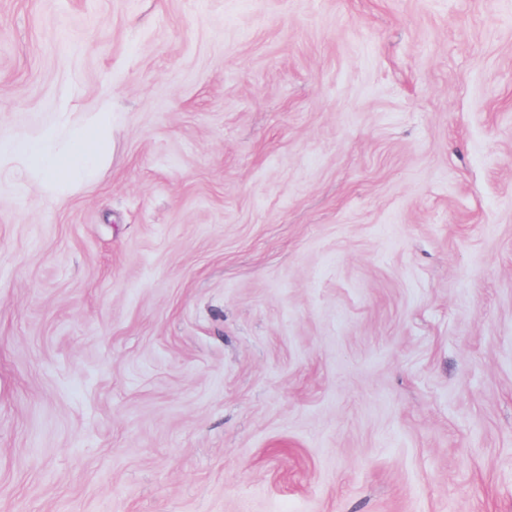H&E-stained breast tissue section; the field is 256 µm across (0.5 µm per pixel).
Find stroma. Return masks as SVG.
Segmentation results:
<instances>
[{"mask_svg":"<svg viewBox=\"0 0 512 512\" xmlns=\"http://www.w3.org/2000/svg\"><path fill=\"white\" fill-rule=\"evenodd\" d=\"M0 512H512V0H0ZM112 111L103 106L92 121L74 131L70 145L57 150L58 131L48 129L34 137L15 138L0 143V169L20 163L37 172L47 189L82 179L101 163L108 149Z\"/></svg>","mask_w":512,"mask_h":512,"instance_id":"stroma-1","label":"stroma"}]
</instances>
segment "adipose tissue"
<instances>
[{
	"mask_svg": "<svg viewBox=\"0 0 512 512\" xmlns=\"http://www.w3.org/2000/svg\"><path fill=\"white\" fill-rule=\"evenodd\" d=\"M111 127L112 112L105 107L88 125L73 132L65 150L56 149L58 131L54 128L34 137L0 143V169L23 164L37 172L50 190L82 179L103 160Z\"/></svg>",
	"mask_w": 512,
	"mask_h": 512,
	"instance_id": "adipose-tissue-1",
	"label": "adipose tissue"
}]
</instances>
